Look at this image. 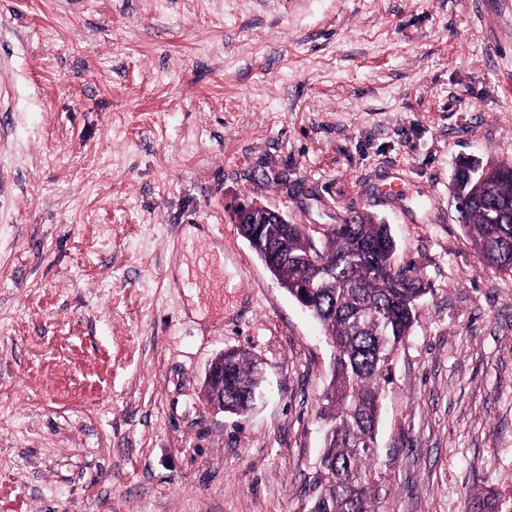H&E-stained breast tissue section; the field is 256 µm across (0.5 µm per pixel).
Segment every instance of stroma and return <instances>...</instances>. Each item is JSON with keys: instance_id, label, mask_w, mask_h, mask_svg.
Masks as SVG:
<instances>
[{"instance_id": "35a3bbf8", "label": "stroma", "mask_w": 512, "mask_h": 512, "mask_svg": "<svg viewBox=\"0 0 512 512\" xmlns=\"http://www.w3.org/2000/svg\"><path fill=\"white\" fill-rule=\"evenodd\" d=\"M467 156L512 164V0H0V512H301L332 349L242 199L318 240L376 216L423 282L378 512H512V275L459 221ZM226 349L264 370L243 416L204 399Z\"/></svg>"}]
</instances>
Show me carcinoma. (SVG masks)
I'll return each instance as SVG.
<instances>
[{
	"instance_id": "cac0c4a2",
	"label": "carcinoma",
	"mask_w": 512,
	"mask_h": 512,
	"mask_svg": "<svg viewBox=\"0 0 512 512\" xmlns=\"http://www.w3.org/2000/svg\"><path fill=\"white\" fill-rule=\"evenodd\" d=\"M456 209L474 250L490 266L512 273V165L460 164L454 172ZM260 258L309 314L333 348L332 378L322 419L331 434L306 491L303 512H376L375 458L380 399L391 383L390 352L416 320L422 281L391 265L396 245L389 226L368 214L334 224L315 244L302 224H262ZM319 249L330 264L320 275L307 258ZM258 365L245 353L224 357V404L248 410L259 388Z\"/></svg>"
}]
</instances>
